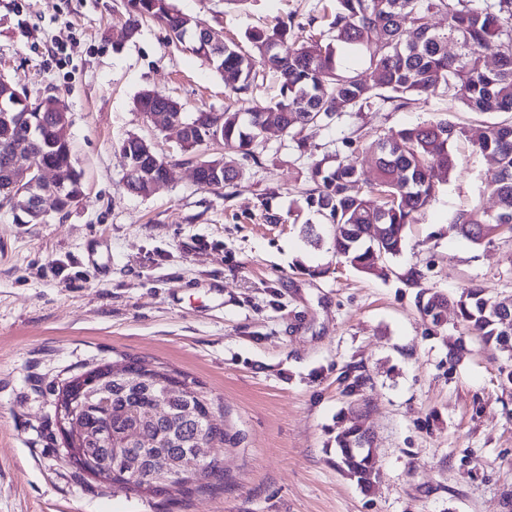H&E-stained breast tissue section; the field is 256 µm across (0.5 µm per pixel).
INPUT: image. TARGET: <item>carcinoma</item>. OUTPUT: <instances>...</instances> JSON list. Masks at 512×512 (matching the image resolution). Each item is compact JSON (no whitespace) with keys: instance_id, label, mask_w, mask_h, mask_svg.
I'll return each mask as SVG.
<instances>
[{"instance_id":"carcinoma-1","label":"carcinoma","mask_w":512,"mask_h":512,"mask_svg":"<svg viewBox=\"0 0 512 512\" xmlns=\"http://www.w3.org/2000/svg\"><path fill=\"white\" fill-rule=\"evenodd\" d=\"M474 0H336V12L329 22L320 53L294 39L292 23L277 20L246 35L253 53H245L232 41L193 43L200 55L219 53L216 69L224 73L227 85L237 94L248 92L261 67L275 73L281 82V98L257 106L243 118L225 108L200 128L190 131L187 149L222 139L224 145L256 158L265 130L275 127L283 133L302 131L306 126L330 120L335 105L360 112L376 101L397 108L410 104L416 95L451 92L466 109L494 114L477 150L493 159L495 169L486 188L496 195L498 211L490 216L475 207L456 213L453 223L470 243H491L498 234H485L482 225L506 227L512 234V0H495L476 7ZM436 9L448 17L444 30H433L425 22L426 13ZM125 24L133 34L140 21L152 20L165 28L176 45L188 42L196 19L176 10L172 0H126ZM459 50L448 55V42ZM368 50V74L343 68L342 53ZM493 51L495 68L482 64V54ZM43 97L23 94L7 98L0 105L13 112H41ZM145 113L164 108L161 92L145 90L136 99ZM465 135L464 127L441 119L404 128L391 138L371 144L362 166L327 158L314 162L309 178L313 188L305 203L327 224L333 225V250L340 261L383 279L388 277L385 261L403 249L407 227L425 213L439 186L449 181L456 168L453 144ZM13 133L0 126V185L9 177L7 158L1 155ZM30 150L45 164L55 167L64 183L65 198L84 195L80 174L71 162V142L57 136L51 124L30 143ZM382 229V244L371 239L373 225ZM432 323H443V312L453 304L468 331L483 342L502 349L512 348L504 339L512 334V295L492 299L477 286H468L450 299L434 292H422L417 301ZM121 368L112 376L105 393L82 402L74 426L63 437L66 448H94L100 462L112 467V483L126 484L119 469L117 453L137 456L150 474L168 457L187 454L199 434L207 429L224 434L208 418L211 402L196 383L176 371L155 370L154 380L137 384L143 365L134 359L111 364ZM107 363L93 368L98 376L109 374ZM175 387L179 396L168 408L169 416L154 413L161 392ZM359 429L353 428L336 439L342 471L363 487L375 469L371 450H361Z\"/></svg>"}]
</instances>
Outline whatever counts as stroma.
Wrapping results in <instances>:
<instances>
[{
  "label": "stroma",
  "mask_w": 512,
  "mask_h": 512,
  "mask_svg": "<svg viewBox=\"0 0 512 512\" xmlns=\"http://www.w3.org/2000/svg\"><path fill=\"white\" fill-rule=\"evenodd\" d=\"M173 4L240 39L278 19L308 23L333 0ZM123 11V0H0V73L64 100L84 187L40 224L0 209V512H512V387L498 374L512 356L469 334L456 308L436 327L416 306L424 289L512 295V240L475 246L452 222L495 207L494 163L475 148L487 116L438 94L341 113L306 128L303 151L272 130L257 159H236V187L213 191L193 168L231 149L182 151L178 131L156 130L136 97L155 89L191 114L246 112L277 100L280 83L227 94L206 59L157 23L128 33ZM435 119L466 131L452 146L458 170L410 226L389 277L340 262L330 226L304 203L312 161L360 163L378 137ZM131 133L171 162L148 197L122 182ZM102 241L108 264L88 266ZM122 358L196 382L224 430L211 445L223 479L156 496L68 463L54 390ZM356 425L373 441L367 491L336 465V439Z\"/></svg>",
  "instance_id": "35a3bbf8"
}]
</instances>
